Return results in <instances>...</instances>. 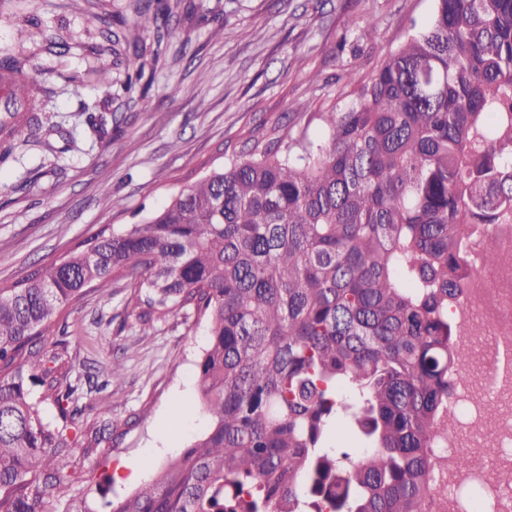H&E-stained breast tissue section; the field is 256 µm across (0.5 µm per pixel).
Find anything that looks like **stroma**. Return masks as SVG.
<instances>
[{"instance_id": "1", "label": "stroma", "mask_w": 512, "mask_h": 512, "mask_svg": "<svg viewBox=\"0 0 512 512\" xmlns=\"http://www.w3.org/2000/svg\"><path fill=\"white\" fill-rule=\"evenodd\" d=\"M162 50L142 101L127 102L124 61L106 52L108 31L137 34L132 0H0V54L20 60L40 88L37 125L20 124L0 164V283L34 265L69 256L102 226L122 230L183 187L238 155L246 139L275 125L316 138L322 112L350 102L342 75L357 61L371 75L389 51L423 25L433 0H194ZM103 25L88 24L89 14ZM373 23L375 40L361 35ZM231 39L213 40L220 25ZM65 50H58V43ZM111 70V83L98 79ZM103 116L94 132L88 114ZM130 280L74 302L60 322L62 366L82 414L63 419L29 387L43 422L74 438L59 462L73 493L93 512L134 491L113 481L118 462L144 464L145 477L207 428L198 405L196 362L208 326L194 311L143 327ZM127 373L100 393L86 374L105 378L112 362ZM108 424L102 442L90 432Z\"/></svg>"}]
</instances>
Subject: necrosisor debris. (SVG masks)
Returning a JSON list of instances; mask_svg holds the SVG:
<instances>
[{
	"mask_svg": "<svg viewBox=\"0 0 512 512\" xmlns=\"http://www.w3.org/2000/svg\"><path fill=\"white\" fill-rule=\"evenodd\" d=\"M466 251L448 321L470 355L456 369L448 423L432 451L466 455L469 464L433 470L422 512H512V377L494 372L502 347L512 342V223L489 233L471 227Z\"/></svg>",
	"mask_w": 512,
	"mask_h": 512,
	"instance_id": "1",
	"label": "necrosis or debris"
}]
</instances>
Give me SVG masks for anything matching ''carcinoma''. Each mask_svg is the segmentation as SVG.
<instances>
[{
	"mask_svg": "<svg viewBox=\"0 0 512 512\" xmlns=\"http://www.w3.org/2000/svg\"><path fill=\"white\" fill-rule=\"evenodd\" d=\"M433 2L372 75L350 65L355 100L321 113L323 140L254 136L141 222L0 286V512H44L60 490L71 441L43 423L28 382L70 411L56 317L123 278L139 316L208 321L196 374L210 424L106 512H421L467 356L447 316L463 241L512 220V0ZM185 9L134 0L152 63ZM109 36L124 93L143 99V48ZM0 81L10 135L38 100L8 56Z\"/></svg>",
	"mask_w": 512,
	"mask_h": 512,
	"instance_id": "obj_1",
	"label": "carcinoma"
}]
</instances>
